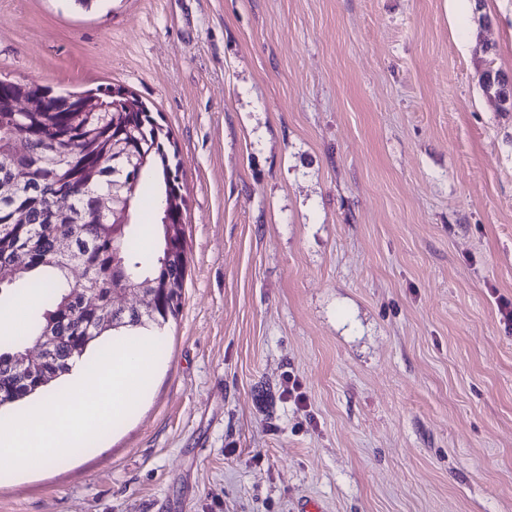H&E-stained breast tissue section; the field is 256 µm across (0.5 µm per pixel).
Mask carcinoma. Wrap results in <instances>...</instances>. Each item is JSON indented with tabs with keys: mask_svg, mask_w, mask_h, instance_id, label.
<instances>
[{
	"mask_svg": "<svg viewBox=\"0 0 512 512\" xmlns=\"http://www.w3.org/2000/svg\"><path fill=\"white\" fill-rule=\"evenodd\" d=\"M493 83L483 82L503 104L512 101V81L493 67ZM41 94L53 103L63 97L76 102L81 94L63 97L49 87L12 82L0 85V95ZM103 112H41L22 115L0 112V180H18L11 197L0 196V268L12 270L0 281V305L10 301L5 292L18 281L42 293L43 311L31 314L20 335L0 339V408L38 395L52 381L68 374L74 359L105 333L129 336L150 327L162 328L179 311L186 260L184 244L168 247L162 225H157L156 251L140 249L138 234L127 224L101 222L98 197L110 196L129 179L132 170L125 157L112 152V136L130 132L137 152L148 155L131 197L130 212L147 203L154 213L167 197L181 189L179 165L166 162L170 135L157 129L151 112H130L112 88H99ZM26 140L22 170L11 166L15 141ZM68 187L73 206L66 214L55 211L54 190ZM66 239L70 254L90 270L86 288L98 307L83 301V291L67 280L70 261L58 253ZM123 288H143L157 300L150 313L122 298ZM39 341L45 336L55 344L47 358L27 361L24 337Z\"/></svg>",
	"mask_w": 512,
	"mask_h": 512,
	"instance_id": "obj_1",
	"label": "carcinoma"
}]
</instances>
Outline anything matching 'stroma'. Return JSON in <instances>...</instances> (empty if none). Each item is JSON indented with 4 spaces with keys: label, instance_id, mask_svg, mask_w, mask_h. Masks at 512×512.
<instances>
[{
    "label": "stroma",
    "instance_id": "obj_1",
    "mask_svg": "<svg viewBox=\"0 0 512 512\" xmlns=\"http://www.w3.org/2000/svg\"><path fill=\"white\" fill-rule=\"evenodd\" d=\"M489 66L512 0H0V79L119 86L169 131L187 256L141 406L0 471V512H512Z\"/></svg>",
    "mask_w": 512,
    "mask_h": 512
}]
</instances>
